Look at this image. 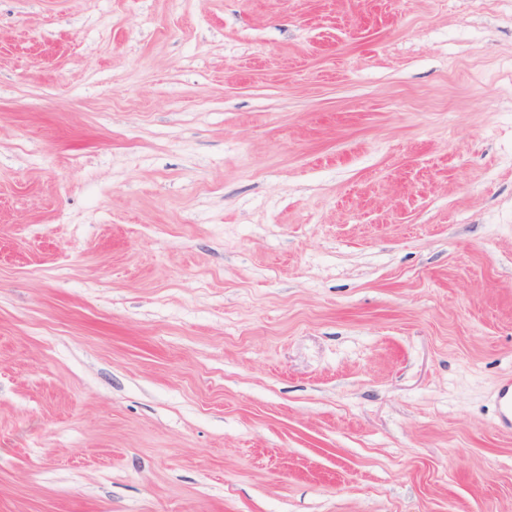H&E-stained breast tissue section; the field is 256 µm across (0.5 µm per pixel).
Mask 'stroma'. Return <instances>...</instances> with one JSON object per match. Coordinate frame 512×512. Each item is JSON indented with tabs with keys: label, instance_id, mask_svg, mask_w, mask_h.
Masks as SVG:
<instances>
[{
	"label": "stroma",
	"instance_id": "1",
	"mask_svg": "<svg viewBox=\"0 0 512 512\" xmlns=\"http://www.w3.org/2000/svg\"><path fill=\"white\" fill-rule=\"evenodd\" d=\"M512 0H0V512H512Z\"/></svg>",
	"mask_w": 512,
	"mask_h": 512
}]
</instances>
